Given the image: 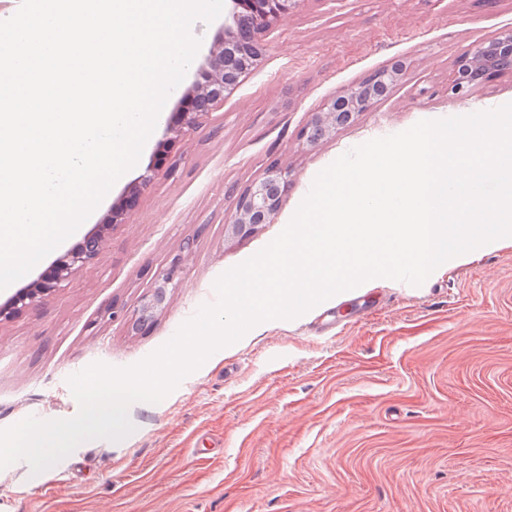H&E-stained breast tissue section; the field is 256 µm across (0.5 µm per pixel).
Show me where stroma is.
Listing matches in <instances>:
<instances>
[{"label":"stroma","instance_id":"1","mask_svg":"<svg viewBox=\"0 0 512 512\" xmlns=\"http://www.w3.org/2000/svg\"><path fill=\"white\" fill-rule=\"evenodd\" d=\"M509 26L512 0H303L211 114L183 135L157 129L83 223L103 234L90 268L0 321V430L75 416L69 377L136 365L167 343L344 152L512 102L508 75L448 94L454 58ZM397 59L408 68L387 98L304 145L310 112ZM273 165L289 173L277 215L225 237L226 187ZM188 240L168 308L137 332L109 318L150 295ZM128 416L121 440L83 442L38 474L23 461L0 469V512H512V247H478L418 286L383 278L260 322Z\"/></svg>","mask_w":512,"mask_h":512}]
</instances>
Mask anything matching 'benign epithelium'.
Returning a JSON list of instances; mask_svg holds the SVG:
<instances>
[{
    "label": "benign epithelium",
    "instance_id": "7a95c632",
    "mask_svg": "<svg viewBox=\"0 0 512 512\" xmlns=\"http://www.w3.org/2000/svg\"><path fill=\"white\" fill-rule=\"evenodd\" d=\"M224 17V32L218 43L204 58L197 70V79L188 95L204 98L196 112H182L179 123L185 128L194 126L198 118L224 100V92L233 89L239 79L251 69L263 50L261 35L270 30L284 15L295 9L302 0H228ZM407 69L405 60H398L376 70L367 79L336 91L311 112L304 126L303 137L309 146L347 125L355 116L367 112L398 85ZM491 74H512V27L500 30L494 37L479 41L462 52L454 62L448 93L464 98ZM288 172L277 167L266 171L264 178L239 191L230 187L235 207L225 218V234L236 238L254 233L270 223L280 206L281 186L287 183ZM101 236L85 240L80 249H71L57 258L55 275L43 282L18 289L0 305V318L11 311L34 306L61 287L72 271L85 268L96 253ZM192 254V246L171 261L156 276L152 293L133 310L129 323L138 330L162 308L168 306L181 285V269Z\"/></svg>",
    "mask_w": 512,
    "mask_h": 512
}]
</instances>
